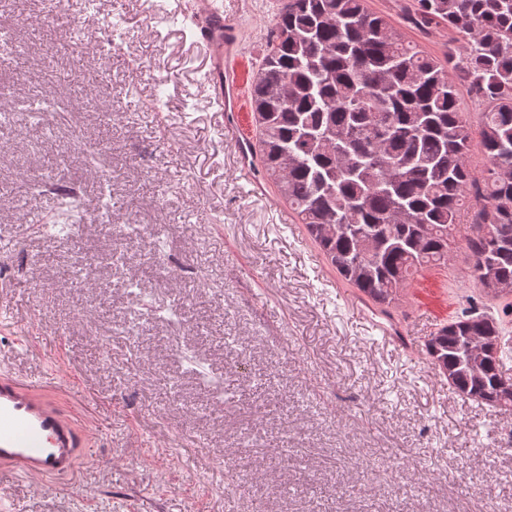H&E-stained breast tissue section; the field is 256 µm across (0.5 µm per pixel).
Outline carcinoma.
I'll use <instances>...</instances> for the list:
<instances>
[{
	"instance_id": "cac0c4a2",
	"label": "carcinoma",
	"mask_w": 512,
	"mask_h": 512,
	"mask_svg": "<svg viewBox=\"0 0 512 512\" xmlns=\"http://www.w3.org/2000/svg\"><path fill=\"white\" fill-rule=\"evenodd\" d=\"M411 24L446 26L439 59L365 0H280L251 98L260 161L338 273L388 306L447 266L461 209L475 285L512 293V0H409ZM483 102L485 169L467 164L456 80ZM499 323L462 316L427 340L459 393L512 409Z\"/></svg>"
}]
</instances>
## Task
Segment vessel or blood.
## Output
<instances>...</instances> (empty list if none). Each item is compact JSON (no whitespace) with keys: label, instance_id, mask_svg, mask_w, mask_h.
Here are the masks:
<instances>
[{"label":"vessel or blood","instance_id":"1","mask_svg":"<svg viewBox=\"0 0 512 512\" xmlns=\"http://www.w3.org/2000/svg\"><path fill=\"white\" fill-rule=\"evenodd\" d=\"M190 27L196 43L210 50L205 80L221 112L241 108L243 88L235 68L241 46L224 20V0H193ZM406 312H383L374 330L388 335L407 327ZM92 441L89 424L64 412L55 393L0 370V472L32 478L72 476Z\"/></svg>","mask_w":512,"mask_h":512}]
</instances>
